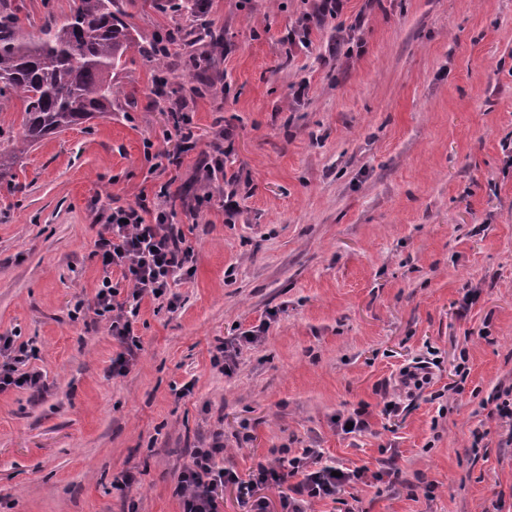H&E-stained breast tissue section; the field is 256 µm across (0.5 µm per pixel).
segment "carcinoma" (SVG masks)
Listing matches in <instances>:
<instances>
[{"label":"carcinoma","instance_id":"carcinoma-1","mask_svg":"<svg viewBox=\"0 0 512 512\" xmlns=\"http://www.w3.org/2000/svg\"><path fill=\"white\" fill-rule=\"evenodd\" d=\"M138 0H73L62 20L50 17L33 38L23 33V5L0 0V109L16 101L23 108L20 128L0 138V179L19 155L50 135L112 111L119 88L112 70L134 44L128 9ZM158 11L171 10L193 18L194 29L177 30L180 44L193 48L202 42L224 43V29L214 27L202 11V0H143ZM171 53L157 45L150 59L158 81L167 83Z\"/></svg>","mask_w":512,"mask_h":512}]
</instances>
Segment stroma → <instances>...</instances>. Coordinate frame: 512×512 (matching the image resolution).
Masks as SVG:
<instances>
[{
  "mask_svg": "<svg viewBox=\"0 0 512 512\" xmlns=\"http://www.w3.org/2000/svg\"><path fill=\"white\" fill-rule=\"evenodd\" d=\"M316 5L207 0L224 44L199 95L178 88L188 49L164 88L147 61L187 19L134 8L111 112L0 180V336L37 347L47 386L0 392V512H180L177 473L214 444L243 480L320 449L364 471L343 492L355 512H512V423L488 401L512 388V0H344L289 42ZM150 143L181 154L173 221L194 266L174 301L142 298L116 376L124 347L94 301L103 279L120 303L131 288L95 243L103 213L162 184ZM431 350V383L386 415L399 368ZM360 409L367 428L343 433ZM390 462L401 483L381 479Z\"/></svg>",
  "mask_w": 512,
  "mask_h": 512,
  "instance_id": "obj_1",
  "label": "stroma"
}]
</instances>
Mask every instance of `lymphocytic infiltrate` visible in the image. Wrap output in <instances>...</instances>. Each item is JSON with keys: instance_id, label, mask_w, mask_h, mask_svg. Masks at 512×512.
I'll return each mask as SVG.
<instances>
[{"instance_id": "1", "label": "lymphocytic infiltrate", "mask_w": 512, "mask_h": 512, "mask_svg": "<svg viewBox=\"0 0 512 512\" xmlns=\"http://www.w3.org/2000/svg\"><path fill=\"white\" fill-rule=\"evenodd\" d=\"M174 199L165 183L154 198L140 196L105 218L108 234L96 247L104 267L121 269L133 288V300L166 298L176 278L191 271L194 253L186 246L180 225L171 221ZM28 357L26 347L15 346L12 337L0 336V391L11 385L36 392L44 389L42 374L25 370ZM220 452L217 446L191 450L177 477L182 512H219L217 490L227 483L237 486L248 512H267L262 489L290 484V493L280 498V512H307L312 501L339 495L360 477L359 471L347 469L334 475L332 466L321 464L319 449L306 448L298 455L283 454L271 464L258 463L249 480L242 481L219 465Z\"/></svg>"}]
</instances>
